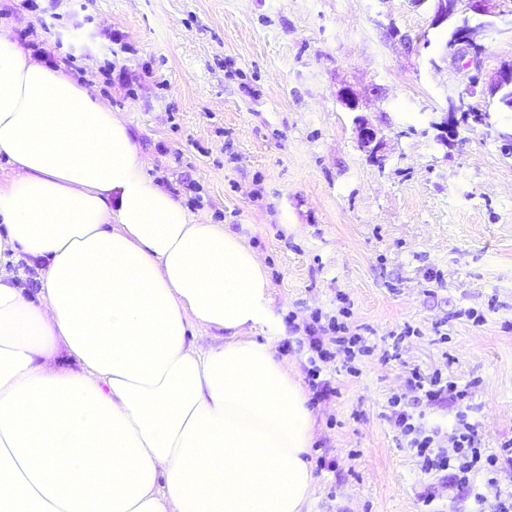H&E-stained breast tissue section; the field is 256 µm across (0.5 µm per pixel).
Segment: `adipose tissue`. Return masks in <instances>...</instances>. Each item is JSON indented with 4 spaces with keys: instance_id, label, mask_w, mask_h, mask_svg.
Instances as JSON below:
<instances>
[{
    "instance_id": "obj_1",
    "label": "adipose tissue",
    "mask_w": 512,
    "mask_h": 512,
    "mask_svg": "<svg viewBox=\"0 0 512 512\" xmlns=\"http://www.w3.org/2000/svg\"><path fill=\"white\" fill-rule=\"evenodd\" d=\"M0 512H304L315 417L255 252L148 178L117 113L0 31ZM226 333L189 338L192 323ZM65 347L74 368L57 366Z\"/></svg>"
}]
</instances>
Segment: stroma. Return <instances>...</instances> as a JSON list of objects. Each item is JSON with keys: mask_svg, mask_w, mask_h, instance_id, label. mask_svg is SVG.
I'll list each match as a JSON object with an SVG mask.
<instances>
[{"mask_svg": "<svg viewBox=\"0 0 512 512\" xmlns=\"http://www.w3.org/2000/svg\"><path fill=\"white\" fill-rule=\"evenodd\" d=\"M497 3L475 71L451 61L434 0H0V29L118 112L154 183L254 249L275 323L250 338L301 379L294 325L345 305L368 338L358 373L324 364L336 394L309 402L307 512H494L512 495V466L463 488L423 474L389 408L414 400L412 370L438 373L468 387L483 447L512 442V112L443 142L433 127L512 64Z\"/></svg>", "mask_w": 512, "mask_h": 512, "instance_id": "1", "label": "stroma"}]
</instances>
